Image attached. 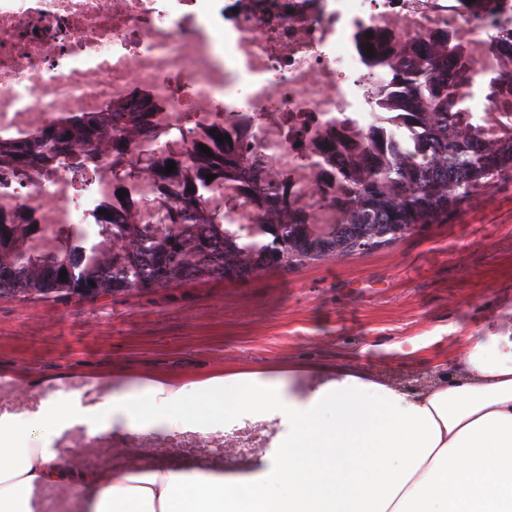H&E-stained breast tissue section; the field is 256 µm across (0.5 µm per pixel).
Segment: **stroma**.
<instances>
[{"instance_id": "35a3bbf8", "label": "stroma", "mask_w": 512, "mask_h": 512, "mask_svg": "<svg viewBox=\"0 0 512 512\" xmlns=\"http://www.w3.org/2000/svg\"><path fill=\"white\" fill-rule=\"evenodd\" d=\"M512 326V177L478 191L448 223L378 249L328 257L245 281L192 280L94 300L0 296V419L36 414L47 396L95 407L109 388L225 368L290 361L357 368L410 387L451 373L448 332ZM428 346L408 355L410 341ZM24 382V402L13 398ZM73 463L91 448H150L153 463L185 465L191 448H220L223 432L140 436L76 427L56 442Z\"/></svg>"}]
</instances>
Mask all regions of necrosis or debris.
I'll return each instance as SVG.
<instances>
[{
	"mask_svg": "<svg viewBox=\"0 0 512 512\" xmlns=\"http://www.w3.org/2000/svg\"><path fill=\"white\" fill-rule=\"evenodd\" d=\"M464 45L479 72L512 42V0H0V141L66 113L104 112L142 92L168 134L218 123L311 224H328L357 146L397 129L380 102L394 95L386 62ZM372 54H365V46ZM114 157L74 182L20 180L0 168L1 224H96L173 206L172 183L140 176L125 198Z\"/></svg>",
	"mask_w": 512,
	"mask_h": 512,
	"instance_id": "4bbe7bcc",
	"label": "necrosis or debris"
}]
</instances>
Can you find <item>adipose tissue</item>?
<instances>
[{"mask_svg":"<svg viewBox=\"0 0 512 512\" xmlns=\"http://www.w3.org/2000/svg\"><path fill=\"white\" fill-rule=\"evenodd\" d=\"M457 342L453 372L417 389L292 362L119 386L94 414L48 398L36 418L11 423L37 445L0 430V512H34V492L57 486L75 490L80 512H512V328ZM75 426L255 429L265 449L231 464L76 468L50 446Z\"/></svg>","mask_w":512,"mask_h":512,"instance_id":"obj_1","label":"adipose tissue"}]
</instances>
